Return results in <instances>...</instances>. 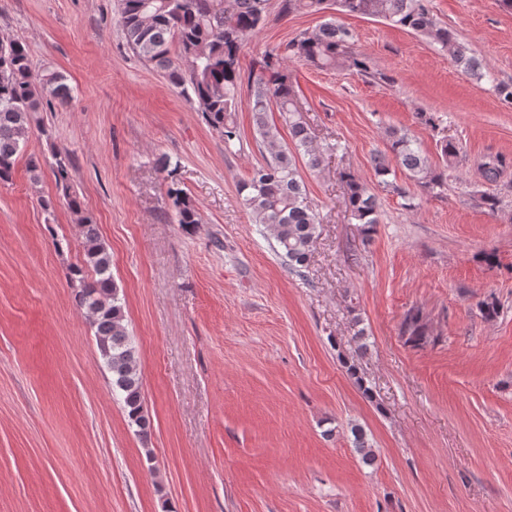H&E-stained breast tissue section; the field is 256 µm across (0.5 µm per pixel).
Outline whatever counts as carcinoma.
Wrapping results in <instances>:
<instances>
[{
	"label": "carcinoma",
	"instance_id": "obj_1",
	"mask_svg": "<svg viewBox=\"0 0 512 512\" xmlns=\"http://www.w3.org/2000/svg\"><path fill=\"white\" fill-rule=\"evenodd\" d=\"M268 0H120V24L131 50L162 72L209 126L229 146L239 138L233 114L243 104L253 114L259 142L268 156L238 183V194L253 223L270 231L277 253L293 268L306 267L317 237V213L307 201L298 161L316 169L323 154L341 148L339 143L316 145L297 104L290 62H305L325 70H350L371 82L386 76L371 70L364 54L355 50L351 32L335 19L318 28L302 31L281 47L264 53L254 63V79L248 99L240 97V52L244 39L257 33L266 19ZM361 17L380 18L426 37L448 51L454 63L477 80L492 83L498 97L512 103V83L497 80L481 69L479 59L455 33L441 25L426 0H281L284 15L321 13L329 6ZM72 89L58 72L34 73L29 47L19 39H0V183L12 180L15 164L32 133L36 112L68 108ZM279 113L288 127L291 144L283 142L279 124L271 113ZM387 152L374 159L378 185L401 197L406 191L387 179L396 162L411 180L429 193L441 194L447 185L444 173L434 168L416 141L395 129L385 132ZM509 161L496 155L480 163L478 174L495 183ZM70 157L57 153L51 166L57 186L73 223L83 236L84 259L93 272L81 266L68 268L67 277L78 287V304L95 328L100 357L112 373V393L123 404L128 421L146 440L151 420L144 407L142 374L136 350L125 323L120 288L112 278V253L99 236L97 224L87 213L69 184ZM345 184L350 219L370 233L378 223L376 197L361 177L348 170L340 173ZM168 196L177 223H199L198 211L183 189L173 183ZM353 447L366 464L374 461L364 430L351 426Z\"/></svg>",
	"mask_w": 512,
	"mask_h": 512
}]
</instances>
